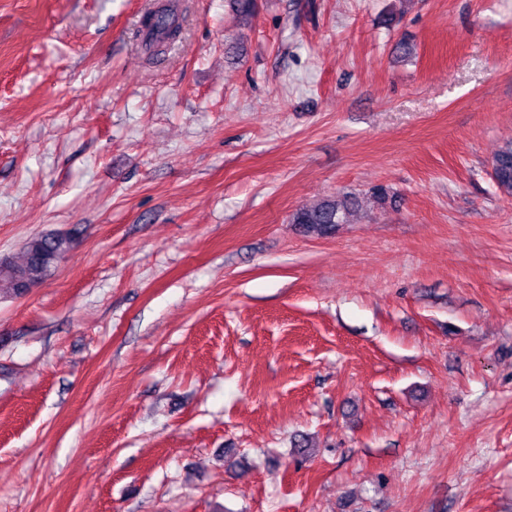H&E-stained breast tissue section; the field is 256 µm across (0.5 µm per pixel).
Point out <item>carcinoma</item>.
I'll return each instance as SVG.
<instances>
[{"label": "carcinoma", "mask_w": 512, "mask_h": 512, "mask_svg": "<svg viewBox=\"0 0 512 512\" xmlns=\"http://www.w3.org/2000/svg\"><path fill=\"white\" fill-rule=\"evenodd\" d=\"M151 24L141 26L139 36L145 45L172 44L179 39L182 27L164 10L150 12ZM492 179L497 189L512 197V141L505 143L493 157ZM353 201L325 198L314 206L295 210L290 223L297 224L307 234L330 237L344 223ZM73 232H52L30 237L20 251L0 260V293L23 294L31 285L45 277L73 250Z\"/></svg>", "instance_id": "1"}]
</instances>
